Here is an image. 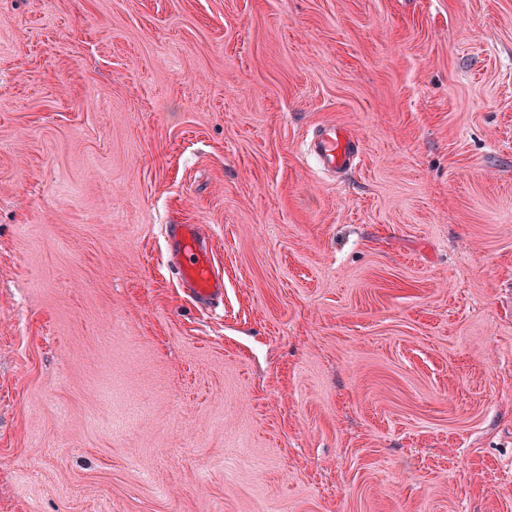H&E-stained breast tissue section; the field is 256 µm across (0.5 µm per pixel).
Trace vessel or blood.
Listing matches in <instances>:
<instances>
[{
	"label": "vessel or blood",
	"instance_id": "b4317fda",
	"mask_svg": "<svg viewBox=\"0 0 512 512\" xmlns=\"http://www.w3.org/2000/svg\"><path fill=\"white\" fill-rule=\"evenodd\" d=\"M308 150L326 172L336 174L351 170L360 157V142L343 126L326 124L312 134ZM168 235L177 245L179 259L175 278L197 305L211 307L224 295V280L217 271L196 224H172Z\"/></svg>",
	"mask_w": 512,
	"mask_h": 512
}]
</instances>
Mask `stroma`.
<instances>
[{
    "label": "stroma",
    "instance_id": "obj_1",
    "mask_svg": "<svg viewBox=\"0 0 512 512\" xmlns=\"http://www.w3.org/2000/svg\"><path fill=\"white\" fill-rule=\"evenodd\" d=\"M0 512H512V0H0ZM308 150L326 172L351 170L360 157V142L353 132L340 125L324 124L312 134ZM168 236L176 242L175 278L198 306L211 307L224 295V280L212 261L198 224H170Z\"/></svg>",
    "mask_w": 512,
    "mask_h": 512
}]
</instances>
